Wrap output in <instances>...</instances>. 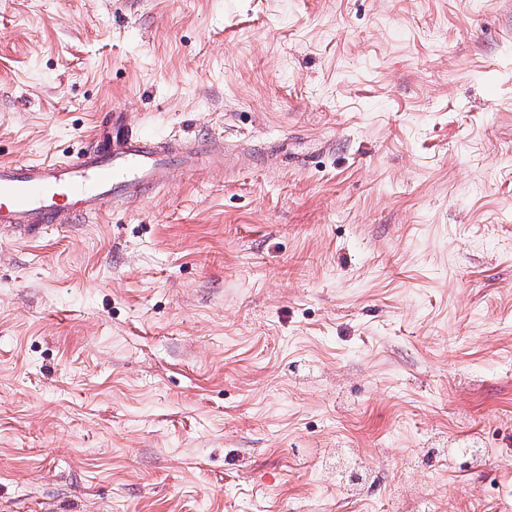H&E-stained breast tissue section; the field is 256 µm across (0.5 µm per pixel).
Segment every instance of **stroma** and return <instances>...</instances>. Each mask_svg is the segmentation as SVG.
I'll return each instance as SVG.
<instances>
[{"label":"stroma","instance_id":"obj_1","mask_svg":"<svg viewBox=\"0 0 512 512\" xmlns=\"http://www.w3.org/2000/svg\"><path fill=\"white\" fill-rule=\"evenodd\" d=\"M109 112L233 165L0 235V512H512V0H0V162Z\"/></svg>","mask_w":512,"mask_h":512}]
</instances>
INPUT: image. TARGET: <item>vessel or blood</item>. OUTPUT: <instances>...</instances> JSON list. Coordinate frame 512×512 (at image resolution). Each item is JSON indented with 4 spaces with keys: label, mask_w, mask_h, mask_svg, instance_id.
Listing matches in <instances>:
<instances>
[{
    "label": "vessel or blood",
    "mask_w": 512,
    "mask_h": 512,
    "mask_svg": "<svg viewBox=\"0 0 512 512\" xmlns=\"http://www.w3.org/2000/svg\"><path fill=\"white\" fill-rule=\"evenodd\" d=\"M216 143L205 136L162 141L123 129L113 114L76 157L0 164V232L28 239L51 224L88 223L105 205L133 203L166 186L174 163L193 167L199 156L215 154Z\"/></svg>",
    "instance_id": "vessel-or-blood-1"
}]
</instances>
